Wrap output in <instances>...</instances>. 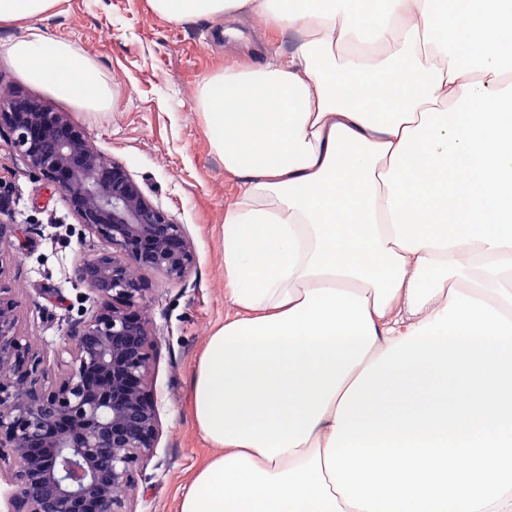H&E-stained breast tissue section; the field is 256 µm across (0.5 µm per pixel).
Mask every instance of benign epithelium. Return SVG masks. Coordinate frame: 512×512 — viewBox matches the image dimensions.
<instances>
[{
	"mask_svg": "<svg viewBox=\"0 0 512 512\" xmlns=\"http://www.w3.org/2000/svg\"><path fill=\"white\" fill-rule=\"evenodd\" d=\"M1 128L29 168L62 191L78 223L109 243L76 268L103 305L71 325L54 382L19 334L15 302L0 294V463L16 467L11 512H127L135 467L159 435L138 271L181 281L195 256L183 225L62 113L0 94Z\"/></svg>",
	"mask_w": 512,
	"mask_h": 512,
	"instance_id": "obj_1",
	"label": "benign epithelium"
}]
</instances>
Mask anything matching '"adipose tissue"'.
<instances>
[{
  "instance_id": "1",
  "label": "adipose tissue",
  "mask_w": 512,
  "mask_h": 512,
  "mask_svg": "<svg viewBox=\"0 0 512 512\" xmlns=\"http://www.w3.org/2000/svg\"><path fill=\"white\" fill-rule=\"evenodd\" d=\"M58 0H0L22 37L0 56L100 112L112 91L40 20ZM168 21L248 11L290 39L197 89L240 181L224 209L230 311L207 339L192 413L217 453L179 512H358L324 449L362 370L451 290L512 319V0H462L472 38H438L439 0H151Z\"/></svg>"
}]
</instances>
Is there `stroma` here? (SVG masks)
<instances>
[{
	"label": "stroma",
	"instance_id": "obj_1",
	"mask_svg": "<svg viewBox=\"0 0 512 512\" xmlns=\"http://www.w3.org/2000/svg\"><path fill=\"white\" fill-rule=\"evenodd\" d=\"M52 39L80 48L112 89L105 112L63 101L56 111L83 130L108 159L125 166L147 198L184 225L195 253L175 282L141 271L144 316L154 338L149 385L160 435L150 459L137 466L126 495L128 512H175L198 467L211 453L190 413L191 383L207 336L224 323V205L239 191L214 152L196 104L200 79L257 60L267 29L255 15L231 27L215 19L172 23L149 0H61L41 21ZM0 181L11 188L0 216V290L16 304L17 328L43 354L50 379L61 368L55 352L71 319L95 311L101 298L76 276L80 261L106 250L78 224L62 192L32 172L8 131L0 132Z\"/></svg>",
	"mask_w": 512,
	"mask_h": 512
}]
</instances>
